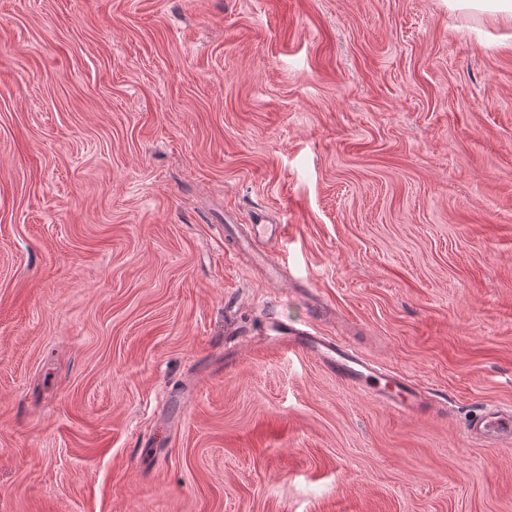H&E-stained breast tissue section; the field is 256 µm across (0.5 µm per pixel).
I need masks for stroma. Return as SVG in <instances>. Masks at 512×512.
<instances>
[{
  "mask_svg": "<svg viewBox=\"0 0 512 512\" xmlns=\"http://www.w3.org/2000/svg\"><path fill=\"white\" fill-rule=\"evenodd\" d=\"M258 218L283 235L241 246ZM282 321L426 412L270 343ZM492 405L512 25L446 0H0V512H512V444L465 430ZM279 341L290 349L315 357L343 383L365 391L379 402L396 408L406 416L420 414L427 407L420 392L405 377L386 373L347 341L317 336L282 322ZM384 380L383 386H377Z\"/></svg>",
  "mask_w": 512,
  "mask_h": 512,
  "instance_id": "obj_1",
  "label": "stroma"
}]
</instances>
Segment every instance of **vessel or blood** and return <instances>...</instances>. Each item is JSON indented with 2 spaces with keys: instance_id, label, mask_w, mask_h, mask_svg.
<instances>
[{
  "instance_id": "obj_1",
  "label": "vessel or blood",
  "mask_w": 512,
  "mask_h": 512,
  "mask_svg": "<svg viewBox=\"0 0 512 512\" xmlns=\"http://www.w3.org/2000/svg\"><path fill=\"white\" fill-rule=\"evenodd\" d=\"M280 341L288 348L315 357L343 383L365 391L379 402L407 416L426 408L420 392L405 377L382 371L347 341L311 332L284 323ZM468 433L488 442L512 441V413L496 408L477 411L467 425Z\"/></svg>"
}]
</instances>
